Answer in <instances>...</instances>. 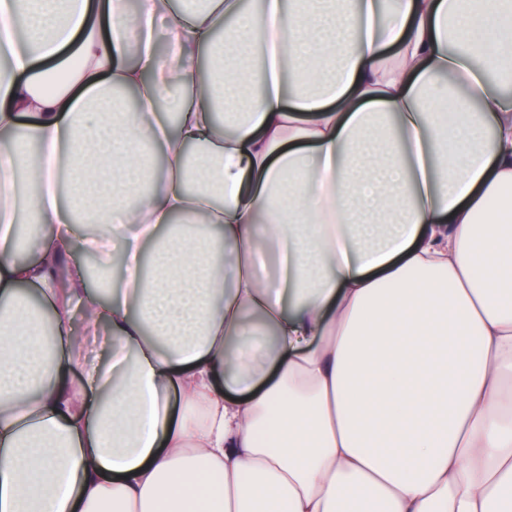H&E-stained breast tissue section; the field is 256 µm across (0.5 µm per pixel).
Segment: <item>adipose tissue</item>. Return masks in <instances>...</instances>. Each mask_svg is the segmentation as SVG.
Wrapping results in <instances>:
<instances>
[{"label": "adipose tissue", "instance_id": "1", "mask_svg": "<svg viewBox=\"0 0 512 512\" xmlns=\"http://www.w3.org/2000/svg\"><path fill=\"white\" fill-rule=\"evenodd\" d=\"M1 29L0 512H512V0H0Z\"/></svg>", "mask_w": 512, "mask_h": 512}]
</instances>
